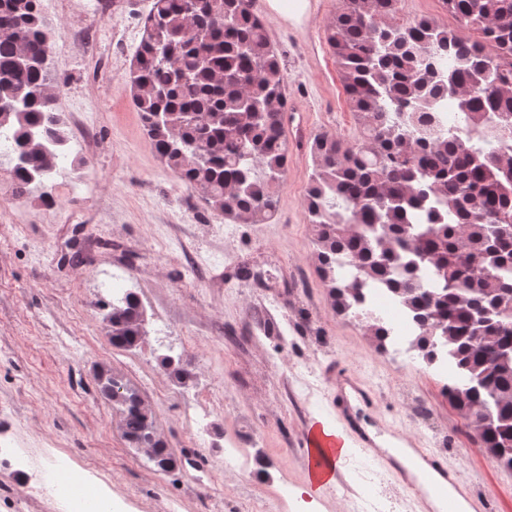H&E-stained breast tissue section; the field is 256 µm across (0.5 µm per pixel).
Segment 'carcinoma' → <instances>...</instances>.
I'll return each mask as SVG.
<instances>
[{
    "label": "carcinoma",
    "mask_w": 512,
    "mask_h": 512,
    "mask_svg": "<svg viewBox=\"0 0 512 512\" xmlns=\"http://www.w3.org/2000/svg\"><path fill=\"white\" fill-rule=\"evenodd\" d=\"M402 0H345L327 42L361 121L355 142L311 143L306 210L318 271L337 312L382 285L421 326L427 363L444 351L460 380L451 408L494 462L512 469V0H441L471 31L404 20ZM39 0H0V128L13 134L15 195L48 179L68 137L56 108ZM134 105L153 147L210 208L244 223L278 206L288 166L287 82L252 0H153L134 56ZM449 101L454 118L438 115ZM116 349L144 336L138 295L107 304ZM368 331L385 346L391 330ZM187 387L181 357L163 355ZM98 382L126 441L178 459L139 392L103 369Z\"/></svg>",
    "instance_id": "1"
}]
</instances>
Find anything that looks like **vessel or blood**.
<instances>
[{
    "label": "vessel or blood",
    "mask_w": 512,
    "mask_h": 512,
    "mask_svg": "<svg viewBox=\"0 0 512 512\" xmlns=\"http://www.w3.org/2000/svg\"><path fill=\"white\" fill-rule=\"evenodd\" d=\"M336 394L341 403L346 431L354 444L371 459L389 460L400 480L422 499L424 512H459L467 503L473 512H488L486 502L462 484L449 468L444 456L405 438L407 462L392 458L386 446L388 428L378 420V404L374 394L346 370L336 373Z\"/></svg>",
    "instance_id": "obj_1"
}]
</instances>
